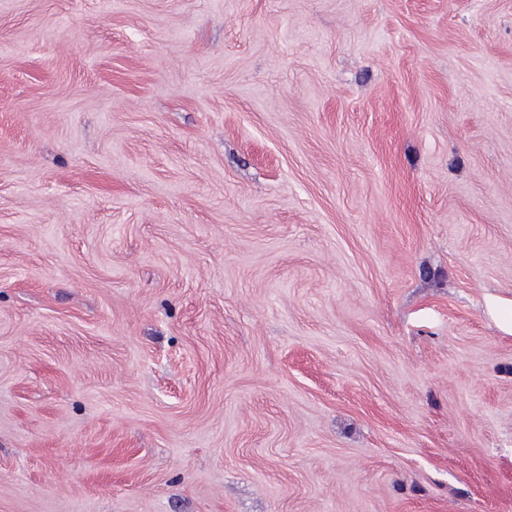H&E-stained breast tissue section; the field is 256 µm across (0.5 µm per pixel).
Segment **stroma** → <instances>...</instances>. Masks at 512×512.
<instances>
[{
    "mask_svg": "<svg viewBox=\"0 0 512 512\" xmlns=\"http://www.w3.org/2000/svg\"><path fill=\"white\" fill-rule=\"evenodd\" d=\"M0 512H512V0H0Z\"/></svg>",
    "mask_w": 512,
    "mask_h": 512,
    "instance_id": "stroma-1",
    "label": "stroma"
}]
</instances>
